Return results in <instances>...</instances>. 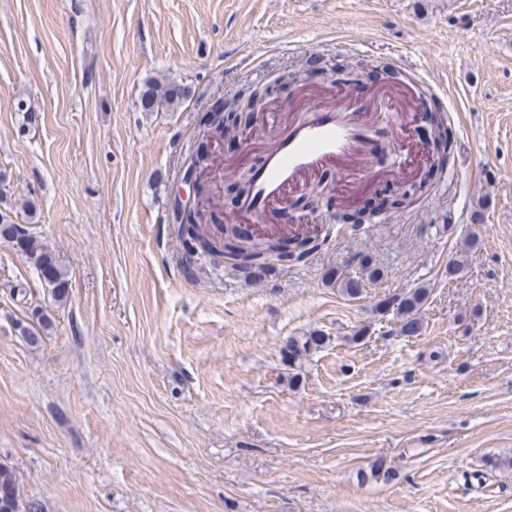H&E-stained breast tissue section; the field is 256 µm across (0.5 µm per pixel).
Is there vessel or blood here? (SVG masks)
Returning a JSON list of instances; mask_svg holds the SVG:
<instances>
[{
  "instance_id": "vessel-or-blood-1",
  "label": "vessel or blood",
  "mask_w": 512,
  "mask_h": 512,
  "mask_svg": "<svg viewBox=\"0 0 512 512\" xmlns=\"http://www.w3.org/2000/svg\"><path fill=\"white\" fill-rule=\"evenodd\" d=\"M412 101L407 85L400 93H382L367 101L353 94L333 103L312 101L307 118L289 122L264 154L254 171L251 190L239 204V214L264 220L274 204L327 169L335 170L346 185L406 177L410 172L406 161L387 168L376 166L371 128L379 110L404 113Z\"/></svg>"
}]
</instances>
